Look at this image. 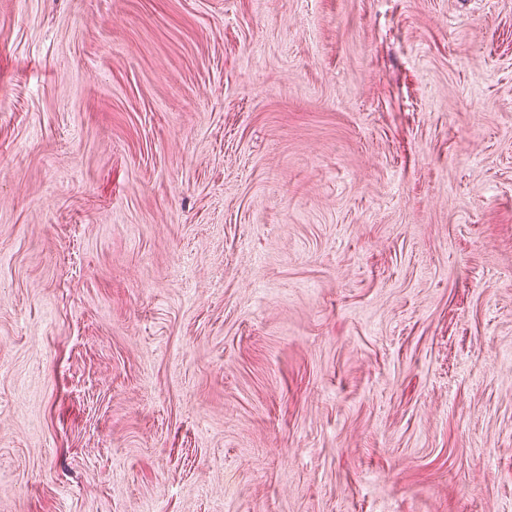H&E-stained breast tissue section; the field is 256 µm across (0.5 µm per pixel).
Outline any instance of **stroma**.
Here are the masks:
<instances>
[{
    "instance_id": "stroma-1",
    "label": "stroma",
    "mask_w": 512,
    "mask_h": 512,
    "mask_svg": "<svg viewBox=\"0 0 512 512\" xmlns=\"http://www.w3.org/2000/svg\"><path fill=\"white\" fill-rule=\"evenodd\" d=\"M0 512H512V0H0Z\"/></svg>"
}]
</instances>
